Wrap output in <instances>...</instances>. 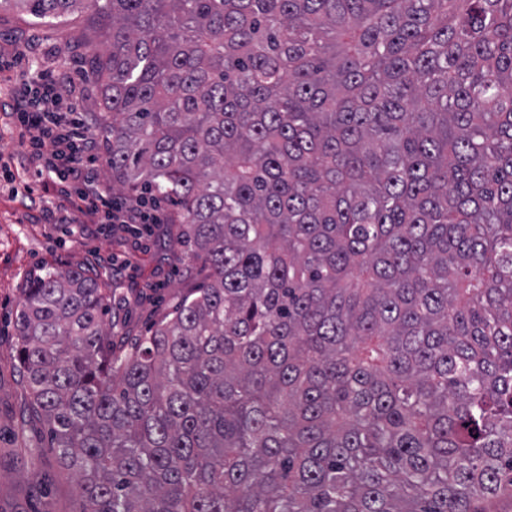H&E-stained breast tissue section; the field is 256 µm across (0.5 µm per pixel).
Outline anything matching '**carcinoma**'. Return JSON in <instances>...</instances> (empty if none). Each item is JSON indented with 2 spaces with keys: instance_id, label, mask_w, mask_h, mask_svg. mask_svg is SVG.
I'll return each instance as SVG.
<instances>
[{
  "instance_id": "obj_1",
  "label": "carcinoma",
  "mask_w": 512,
  "mask_h": 512,
  "mask_svg": "<svg viewBox=\"0 0 512 512\" xmlns=\"http://www.w3.org/2000/svg\"><path fill=\"white\" fill-rule=\"evenodd\" d=\"M89 10L112 182L208 275L134 343L21 289L28 414L80 512H485L512 491V0Z\"/></svg>"
}]
</instances>
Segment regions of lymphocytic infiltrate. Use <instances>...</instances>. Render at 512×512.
I'll list each match as a JSON object with an SVG mask.
<instances>
[{"mask_svg": "<svg viewBox=\"0 0 512 512\" xmlns=\"http://www.w3.org/2000/svg\"><path fill=\"white\" fill-rule=\"evenodd\" d=\"M62 78L34 70L15 82L4 102L17 116L18 141L31 148L39 163L36 186H24L25 198L36 191H54L62 204L78 208L92 222L155 224L159 218L149 203L121 205L102 188L97 170L98 139L79 117V101L64 102Z\"/></svg>", "mask_w": 512, "mask_h": 512, "instance_id": "1", "label": "lymphocytic infiltrate"}]
</instances>
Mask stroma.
Returning a JSON list of instances; mask_svg holds the SVG:
<instances>
[{"label": "stroma", "instance_id": "obj_1", "mask_svg": "<svg viewBox=\"0 0 512 512\" xmlns=\"http://www.w3.org/2000/svg\"><path fill=\"white\" fill-rule=\"evenodd\" d=\"M88 33L81 14L38 19L0 8V58L13 61L11 75L27 71L34 59L45 72L66 70L92 126L97 121L92 88L74 54L77 40ZM34 178L11 116L0 109V512H80L74 477L57 463L44 423L26 412L16 359L21 288L46 267L89 269L104 287L126 297L118 316L123 335L132 340L201 287L205 273L187 256L172 203L162 202L163 223L140 239L122 225L94 224L74 208L56 209L53 194L33 203L16 195V187Z\"/></svg>", "mask_w": 512, "mask_h": 512}]
</instances>
